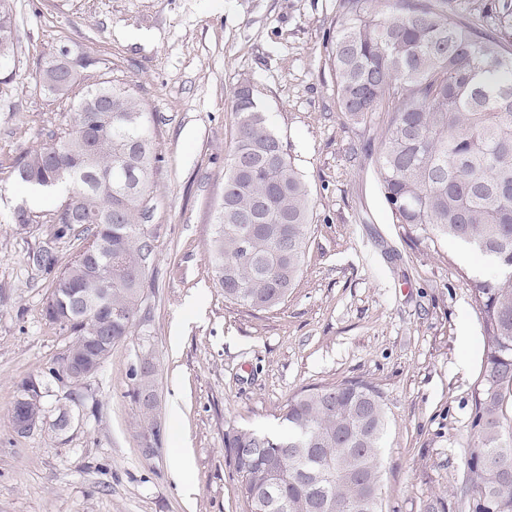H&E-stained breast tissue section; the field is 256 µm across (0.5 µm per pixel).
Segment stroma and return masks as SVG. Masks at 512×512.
<instances>
[{"instance_id":"obj_1","label":"stroma","mask_w":512,"mask_h":512,"mask_svg":"<svg viewBox=\"0 0 512 512\" xmlns=\"http://www.w3.org/2000/svg\"><path fill=\"white\" fill-rule=\"evenodd\" d=\"M15 57L0 67V512H250L224 435L281 432L301 389L364 380L380 392L384 512H467L460 487L474 445L487 343L468 279L495 266L464 244L396 223L377 176L383 116L342 112L330 61L336 0H14ZM93 60L78 82L133 84L153 115L160 158L144 226L154 251L142 317L81 388L64 434H16V384L49 367L69 336L42 315L51 280L27 255L52 243L59 266L82 243L49 227L13 168L60 132L67 108L36 87L60 47ZM250 83L313 203L300 277L258 311L224 300L209 245L234 136L231 96ZM156 366L161 440L131 396L145 351ZM190 468L180 475L175 452Z\"/></svg>"}]
</instances>
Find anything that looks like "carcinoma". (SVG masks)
<instances>
[{"mask_svg": "<svg viewBox=\"0 0 512 512\" xmlns=\"http://www.w3.org/2000/svg\"><path fill=\"white\" fill-rule=\"evenodd\" d=\"M12 0H0V65L13 58ZM331 61L336 98L357 123L388 107L377 174L393 218L415 233L462 242L496 267L469 279L480 307L488 354L475 400L476 439L462 488L469 512H512L499 496L491 458H512V0L464 14L448 0H337ZM36 84L70 101L64 135L25 153L17 181L62 191L85 223L94 255L57 269L53 248L29 252L52 278L45 318L71 336L67 352L98 371L112 345L127 339L144 303L152 259L144 231L152 200V117L127 85L110 80L75 91L47 61ZM235 136L224 204L210 243L212 273L224 300L254 309L284 303L308 243L312 201L269 117L233 92ZM54 240L76 234L66 215L50 219ZM54 365L16 384L10 422L31 429L44 399L63 382ZM134 397L155 388V367L140 374ZM86 377L70 382L51 428L67 430ZM278 435L234 429L224 435L229 463L251 512H383L378 448L383 400L363 380L294 395Z\"/></svg>", "mask_w": 512, "mask_h": 512, "instance_id": "carcinoma-1", "label": "carcinoma"}]
</instances>
